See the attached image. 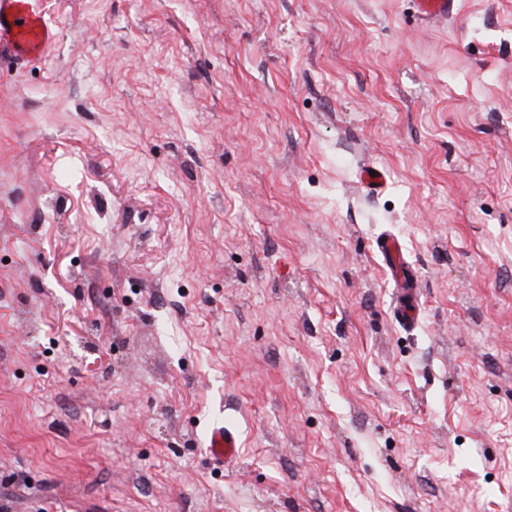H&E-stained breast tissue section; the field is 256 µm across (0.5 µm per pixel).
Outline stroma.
<instances>
[{"mask_svg": "<svg viewBox=\"0 0 512 512\" xmlns=\"http://www.w3.org/2000/svg\"><path fill=\"white\" fill-rule=\"evenodd\" d=\"M39 3L56 40L0 65V506L512 512V0ZM413 6L417 18L429 24L448 22L456 11L455 0H413ZM379 250L384 258L385 263H392L390 267L392 276L398 279L405 293H409L411 288H416L411 276L407 273L403 261V246L396 238L389 237L381 242ZM207 451L211 460L230 466L240 455V440L237 431L224 424H214L207 434Z\"/></svg>", "mask_w": 512, "mask_h": 512, "instance_id": "1", "label": "stroma"}]
</instances>
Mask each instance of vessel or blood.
I'll return each mask as SVG.
<instances>
[{"instance_id": "obj_1", "label": "vessel or blood", "mask_w": 512, "mask_h": 512, "mask_svg": "<svg viewBox=\"0 0 512 512\" xmlns=\"http://www.w3.org/2000/svg\"><path fill=\"white\" fill-rule=\"evenodd\" d=\"M418 19L429 24L448 20L456 11L455 0H413ZM55 38V32L37 7V0H0V48H8L17 64L41 59L44 49ZM379 250L390 263L391 273L403 288L414 282L403 261V246L396 238L383 240ZM237 431L226 424L212 425L207 434V451L211 460L230 466L240 455Z\"/></svg>"}]
</instances>
